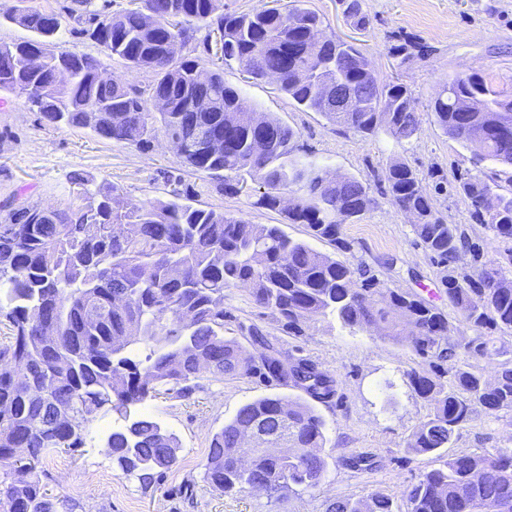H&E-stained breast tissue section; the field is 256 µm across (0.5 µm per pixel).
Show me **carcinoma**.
Listing matches in <instances>:
<instances>
[{
    "label": "carcinoma",
    "mask_w": 512,
    "mask_h": 512,
    "mask_svg": "<svg viewBox=\"0 0 512 512\" xmlns=\"http://www.w3.org/2000/svg\"><path fill=\"white\" fill-rule=\"evenodd\" d=\"M43 12L0 5V18L32 33L0 43V91H20L52 124L87 127L98 137L148 148L162 130L184 144L181 165L238 195L252 181L251 205L277 210L303 224L310 238L349 249L342 225L373 205L369 188L354 177L326 171L294 154L295 132L277 118L244 106L224 69L179 57L170 43L187 44L206 30V53L236 62L250 79L273 77L279 91L303 109L363 137L384 129L396 140L419 129L416 103L397 82L378 83L368 59L353 45L321 29L319 15L301 6L285 12L260 8L226 13L220 0H139L114 12L110 0H75ZM352 26L369 24L360 0H341ZM71 27L130 71L153 74L145 89L121 78L100 79L101 60L88 53L53 50ZM324 79L357 99L351 112L329 109L318 86ZM437 125L463 144L482 143L481 159L512 167V95L483 76L457 75L431 105ZM385 180L392 203L414 217L421 246L441 270L440 284L471 335L448 338V315L416 292L389 288L368 270L292 239L278 224L185 203L175 180L172 199L116 205L119 189L76 172L71 183L83 203L68 208L26 206L0 215V512H60L41 491L36 463L59 448L85 447L87 425L109 413L123 424L106 445L112 463L145 485L178 461L177 437L134 407L172 391L185 394L204 376L215 380L267 376L306 394L264 397L243 405L210 439L204 480L231 493L256 478L286 495L317 486L327 470L326 422L314 403L335 394L336 381L306 359H286L258 330L255 343L272 350L260 363L224 337V289L240 288L277 313L288 333L314 316L332 315L349 329L410 347L427 365L409 374L415 396L430 407L406 441V450L433 455L434 467L405 491L406 512H512V450L448 457L444 448L474 407L512 411V348L495 333L512 334V250L486 259L466 229L435 209L422 179L402 161ZM458 189L472 217L512 240V191L497 193L478 176ZM472 257L470 271L457 266ZM151 345L139 359L131 345ZM497 364L488 380L464 358ZM284 416L288 451L253 452L250 474L239 469V434ZM17 448L29 449L17 465ZM326 512H401L383 494L337 497Z\"/></svg>",
    "instance_id": "cac0c4a2"
}]
</instances>
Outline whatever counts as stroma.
Returning <instances> with one entry per match:
<instances>
[{
	"label": "stroma",
	"mask_w": 512,
	"mask_h": 512,
	"mask_svg": "<svg viewBox=\"0 0 512 512\" xmlns=\"http://www.w3.org/2000/svg\"><path fill=\"white\" fill-rule=\"evenodd\" d=\"M361 5L369 24L358 30L347 21L339 0L306 2L323 16L328 31L364 53L379 81L396 79L409 88L420 118L413 138L399 142L383 131L362 138L319 113L298 108L273 81H245L236 66L225 69L224 79L239 89L248 105L273 114L295 131V153L302 161L368 186L374 206L360 220L342 226L349 250L338 253L318 240L313 248L338 253L341 260L366 267L388 287L433 301L448 316L449 336L459 341L468 330L441 290L437 267L416 245L411 219L392 204L385 171L394 160L406 162L422 179L437 210L449 223L465 225L485 257H498L512 247L511 241L473 221L467 200L455 191L458 177L466 173L495 182L498 192L510 191L512 169L477 162V147L448 138L431 111L441 84L459 73H479L512 91V0H361ZM77 171L111 182L122 197L152 201L168 199V178L173 175L192 191L194 206L255 224L280 223L291 238H308L304 225L284 224L279 213L252 207L246 196L226 195L205 175L182 168L166 136H158L147 150L103 140L86 128L47 123L31 110L25 94L0 91V210L75 204L70 178ZM224 312L225 337L236 339L247 356L258 355L247 332L252 325L287 357L311 360L335 377V395L316 406L326 422L328 468L322 482L276 499L247 488L223 494L204 481L209 440L242 405L265 396L299 394L298 389L253 374L220 382L204 377L188 395H163L143 405V412L180 443L177 465L158 482L143 486L113 466L100 434L102 426L118 424L111 413L89 424L85 448L42 457L37 471L48 495L67 501L72 512H325L336 497L358 499L376 493L403 503L407 487L433 465L431 456L405 450L408 437L429 412L408 379L422 368V359L406 346L341 328L328 316L314 317L299 335H289L278 315L237 288L225 289ZM497 448H512V412L478 407L457 430L447 453ZM358 455L373 456L375 469L353 468L351 460Z\"/></svg>",
	"instance_id": "obj_1"
}]
</instances>
